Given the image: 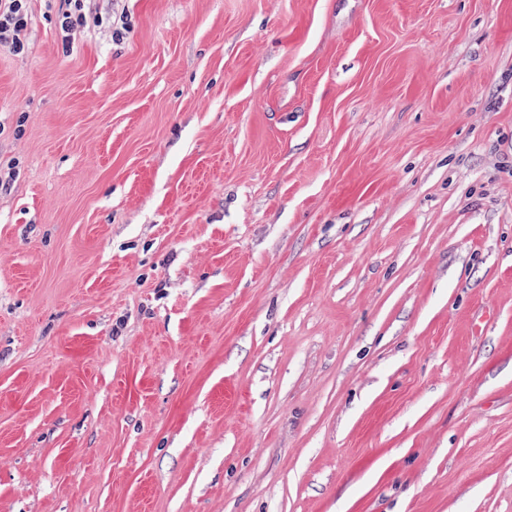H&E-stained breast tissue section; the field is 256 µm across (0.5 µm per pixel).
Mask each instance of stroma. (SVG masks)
Returning a JSON list of instances; mask_svg holds the SVG:
<instances>
[{"mask_svg": "<svg viewBox=\"0 0 512 512\" xmlns=\"http://www.w3.org/2000/svg\"><path fill=\"white\" fill-rule=\"evenodd\" d=\"M63 5L0 48V512H512V0ZM86 0H64L67 8L59 15L61 29L69 33L75 26L84 25L86 15L84 2Z\"/></svg>", "mask_w": 512, "mask_h": 512, "instance_id": "stroma-1", "label": "stroma"}]
</instances>
